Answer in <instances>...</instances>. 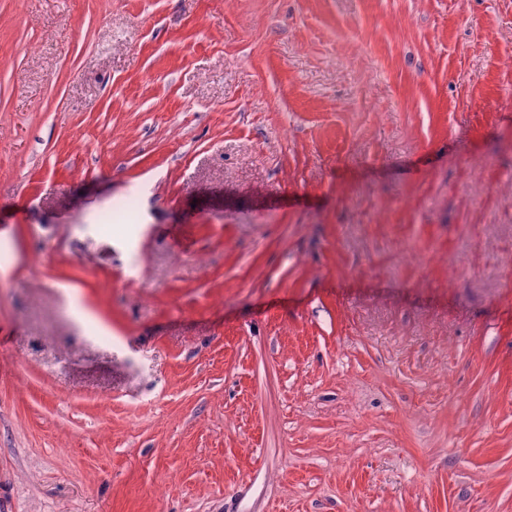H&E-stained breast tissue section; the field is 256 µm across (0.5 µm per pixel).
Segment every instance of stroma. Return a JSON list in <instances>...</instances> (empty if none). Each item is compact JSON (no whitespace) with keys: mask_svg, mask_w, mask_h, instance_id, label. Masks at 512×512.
Listing matches in <instances>:
<instances>
[{"mask_svg":"<svg viewBox=\"0 0 512 512\" xmlns=\"http://www.w3.org/2000/svg\"><path fill=\"white\" fill-rule=\"evenodd\" d=\"M0 512H512V0H0Z\"/></svg>","mask_w":512,"mask_h":512,"instance_id":"obj_1","label":"stroma"}]
</instances>
